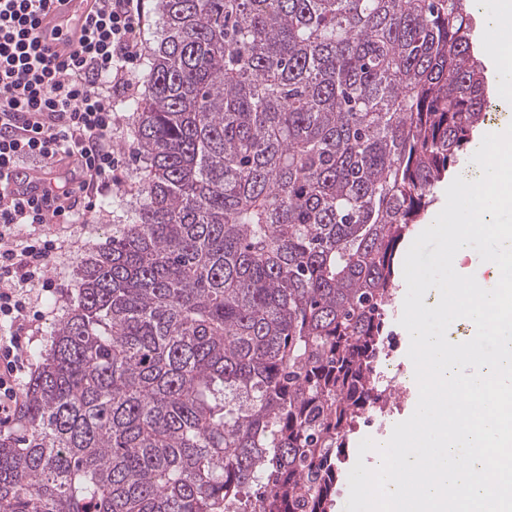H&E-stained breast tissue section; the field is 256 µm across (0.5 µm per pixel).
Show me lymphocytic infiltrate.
I'll list each match as a JSON object with an SVG mask.
<instances>
[{"mask_svg": "<svg viewBox=\"0 0 512 512\" xmlns=\"http://www.w3.org/2000/svg\"><path fill=\"white\" fill-rule=\"evenodd\" d=\"M55 0H0V413L17 409L26 368L18 334L45 320L28 286H49L57 245L40 235L21 243L25 224H68L76 204L66 187L27 197L30 172L73 161L81 191L121 182L112 150L114 98L136 84L144 46L143 0H94L91 22L60 57L41 38L39 16Z\"/></svg>", "mask_w": 512, "mask_h": 512, "instance_id": "f902f5d3", "label": "lymphocytic infiltrate"}]
</instances>
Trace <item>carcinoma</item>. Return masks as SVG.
Returning <instances> with one entry per match:
<instances>
[{"label":"carcinoma","instance_id":"obj_1","mask_svg":"<svg viewBox=\"0 0 512 512\" xmlns=\"http://www.w3.org/2000/svg\"><path fill=\"white\" fill-rule=\"evenodd\" d=\"M475 0H157L144 176L0 439V512H332L399 246L488 119Z\"/></svg>","mask_w":512,"mask_h":512}]
</instances>
